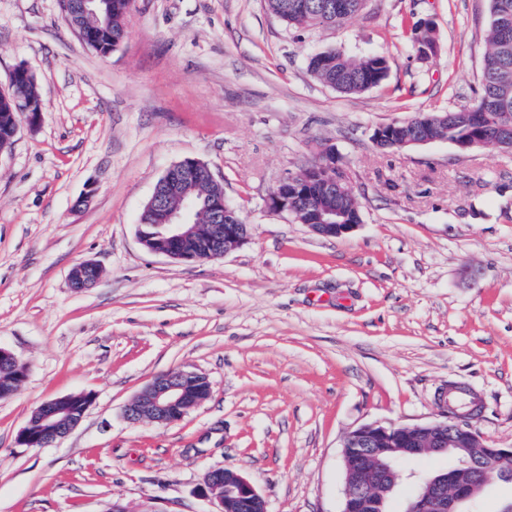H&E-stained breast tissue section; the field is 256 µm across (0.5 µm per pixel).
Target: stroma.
I'll use <instances>...</instances> for the list:
<instances>
[{"label": "stroma", "instance_id": "1", "mask_svg": "<svg viewBox=\"0 0 512 512\" xmlns=\"http://www.w3.org/2000/svg\"><path fill=\"white\" fill-rule=\"evenodd\" d=\"M491 9L366 0L336 26L297 28L265 0H132L104 57L60 0H0V92L23 64L43 106L0 154V347L27 367L0 399V512H212L198 487L220 467L268 512H340L344 436L437 420L451 380L483 395L487 446L512 445V153L372 140L472 101ZM411 14L433 22L435 56L402 34ZM329 50L384 56L388 75L341 94L307 68ZM323 145L362 211L344 237L269 206ZM187 157L250 229L202 262L149 253L137 234L157 181ZM80 261L102 275L77 291ZM177 370L205 373L210 397L168 425L127 421L126 405ZM76 393L92 403L68 436L19 444L37 407ZM450 464L402 463L392 512L413 474Z\"/></svg>", "mask_w": 512, "mask_h": 512}]
</instances>
